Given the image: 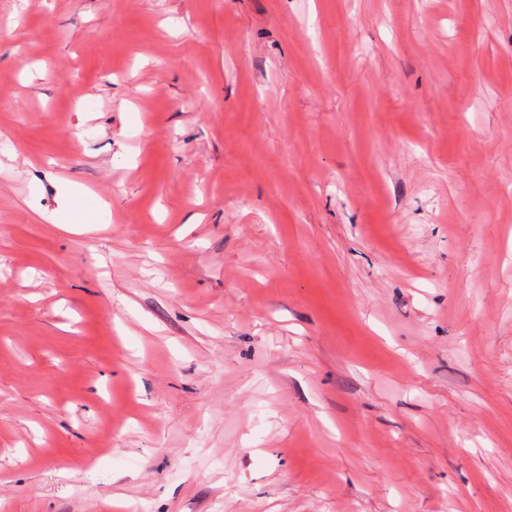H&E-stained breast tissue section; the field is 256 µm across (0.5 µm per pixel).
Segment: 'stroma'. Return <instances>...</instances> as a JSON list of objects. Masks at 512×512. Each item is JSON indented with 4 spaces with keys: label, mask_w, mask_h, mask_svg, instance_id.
<instances>
[{
    "label": "stroma",
    "mask_w": 512,
    "mask_h": 512,
    "mask_svg": "<svg viewBox=\"0 0 512 512\" xmlns=\"http://www.w3.org/2000/svg\"><path fill=\"white\" fill-rule=\"evenodd\" d=\"M0 512H512V0H0Z\"/></svg>",
    "instance_id": "stroma-1"
}]
</instances>
